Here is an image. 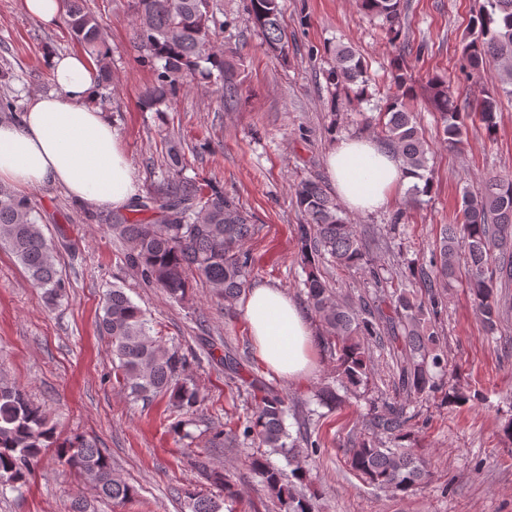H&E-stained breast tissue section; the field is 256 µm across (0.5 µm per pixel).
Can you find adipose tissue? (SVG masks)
Here are the masks:
<instances>
[{"label": "adipose tissue", "mask_w": 512, "mask_h": 512, "mask_svg": "<svg viewBox=\"0 0 512 512\" xmlns=\"http://www.w3.org/2000/svg\"><path fill=\"white\" fill-rule=\"evenodd\" d=\"M48 71L55 92L36 96L26 111L0 124V182L21 190L56 184L78 200L126 208L137 195V176L93 102L95 71L80 54L50 55ZM327 170L340 200L360 212L380 209L397 186L411 181L394 150L367 137L335 144ZM243 300L266 366L291 380L309 376L312 329L301 307L263 284L249 287Z\"/></svg>", "instance_id": "1"}]
</instances>
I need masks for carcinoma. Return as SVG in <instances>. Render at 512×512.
Returning a JSON list of instances; mask_svg holds the SVG:
<instances>
[{"mask_svg":"<svg viewBox=\"0 0 512 512\" xmlns=\"http://www.w3.org/2000/svg\"><path fill=\"white\" fill-rule=\"evenodd\" d=\"M358 8L381 18L388 30L401 28V0H357ZM65 19L73 40L92 59L102 91L112 89V46L99 17L84 0H65ZM247 21L257 29L267 49L284 53L287 44L280 0H249ZM223 26L210 0H136L135 47L139 61L153 70L154 81L142 95L146 110L175 102L193 83L219 87L220 99L235 101L240 95V72L224 59L211 36ZM463 54L473 69L491 58L498 78L473 101L458 102L447 84L430 79L428 100L440 116L442 139L461 141L463 113L476 112L488 131L496 127L498 100L512 98V0H482L473 19L472 37ZM329 83L345 89L366 88L360 58L347 47L335 50V66ZM395 88L386 100L383 140L398 154L405 169L424 185L413 184L415 194L429 190L430 146L424 140L409 101L415 97L412 74L400 64L391 71ZM185 150L170 147L166 166L173 177L147 196L135 199L128 212L112 216L110 228L126 244L123 260L142 281L162 289L170 298H187L191 280L197 279L224 299L225 310L241 296L253 267L246 243L255 225L249 214L224 189L211 182L199 183L179 176ZM297 206L305 223L298 226L297 255L306 273L304 288L308 307L321 324L323 348L334 356L333 381L316 390L315 403L335 408L348 395L366 400L362 425L346 446L347 463L367 484L395 495L424 489L428 463L414 448L417 413L410 404L428 399L437 390L436 374L445 368L437 352L438 336L432 322L441 315L442 288L465 265V285L486 331L497 330L500 309L506 300L498 289L512 286V179L493 178L465 192L463 223L444 224L429 267L417 272L426 288L416 298L401 289L391 301L356 300L335 291L324 275L330 264L346 269H368L375 283H382L370 266L356 225L340 215L335 199L319 180L307 178L293 185ZM143 212L168 214L172 219L145 220ZM31 198L0 188V246L22 265L33 287L51 304L65 293V282L56 267V244L48 239ZM99 329L110 340L113 372L122 380L130 398L146 404L158 396L168 398L170 429L178 440H191L186 430L201 398L189 375L187 357L168 347L153 333L145 311L124 291L114 286L105 294ZM387 343L393 351L394 395H372L374 379L370 347ZM250 391L259 394L255 407L240 426L224 435L230 448L244 445L271 448L281 453L287 472L261 456L248 458L249 470L276 499L279 512H316L312 499L298 493L294 481L310 477L299 460L301 453L317 454L318 442L307 432L292 435L286 426L288 395L255 378ZM52 448L58 463L85 478L96 495L113 503L135 498L137 490L114 475L109 455L83 435L63 441L42 409L15 386L0 382V488L19 490L26 485L44 450ZM204 478L224 489V498L237 496L236 479L229 472L196 460ZM191 512H222V503L202 492L189 496Z\"/></svg>","mask_w":512,"mask_h":512,"instance_id":"cac0c4a2","label":"carcinoma"}]
</instances>
